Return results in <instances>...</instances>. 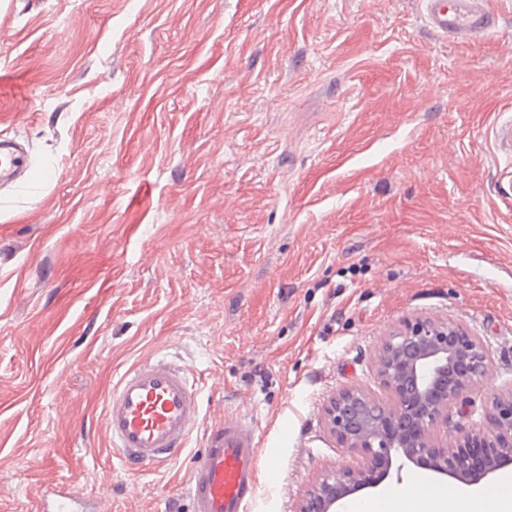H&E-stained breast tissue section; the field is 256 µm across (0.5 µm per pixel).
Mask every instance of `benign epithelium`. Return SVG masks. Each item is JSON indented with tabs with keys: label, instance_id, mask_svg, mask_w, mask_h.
Segmentation results:
<instances>
[{
	"label": "benign epithelium",
	"instance_id": "benign-epithelium-1",
	"mask_svg": "<svg viewBox=\"0 0 512 512\" xmlns=\"http://www.w3.org/2000/svg\"><path fill=\"white\" fill-rule=\"evenodd\" d=\"M490 355L479 337L450 318L406 321L381 341L375 357L392 402L359 388L330 398L328 430L361 455L356 469L338 468L318 476L299 512H341L350 496L378 486L391 470L411 463L439 476L474 485L512 464V388L493 395L482 426L439 435L452 411H461L468 390L487 377Z\"/></svg>",
	"mask_w": 512,
	"mask_h": 512
}]
</instances>
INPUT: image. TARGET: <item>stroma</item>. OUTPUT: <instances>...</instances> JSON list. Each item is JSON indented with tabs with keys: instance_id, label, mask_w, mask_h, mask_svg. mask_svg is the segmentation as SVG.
Returning <instances> with one entry per match:
<instances>
[{
	"instance_id": "obj_1",
	"label": "stroma",
	"mask_w": 512,
	"mask_h": 512,
	"mask_svg": "<svg viewBox=\"0 0 512 512\" xmlns=\"http://www.w3.org/2000/svg\"><path fill=\"white\" fill-rule=\"evenodd\" d=\"M479 40L417 0H0V132L35 191L0 197V512L69 483L95 512H189L201 435L125 471L102 422L119 376L191 370L203 418L260 440L250 512H296L360 463L324 410L404 319L448 317L512 386V0ZM32 96V107L14 101ZM495 148L501 152V158L508 166L512 165V116L502 119L495 127Z\"/></svg>"
}]
</instances>
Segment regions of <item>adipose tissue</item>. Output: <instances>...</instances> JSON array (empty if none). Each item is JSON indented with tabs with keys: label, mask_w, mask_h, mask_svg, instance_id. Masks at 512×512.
Returning a JSON list of instances; mask_svg holds the SVG:
<instances>
[{
	"label": "adipose tissue",
	"mask_w": 512,
	"mask_h": 512,
	"mask_svg": "<svg viewBox=\"0 0 512 512\" xmlns=\"http://www.w3.org/2000/svg\"><path fill=\"white\" fill-rule=\"evenodd\" d=\"M421 492L388 489L375 498L357 503L358 512H446L455 504L456 512H512V475L502 476L498 483L479 492H462L438 487L417 478Z\"/></svg>",
	"instance_id": "1"
}]
</instances>
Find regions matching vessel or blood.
Listing matches in <instances>:
<instances>
[{"label":"vessel or blood","instance_id":"obj_1","mask_svg":"<svg viewBox=\"0 0 512 512\" xmlns=\"http://www.w3.org/2000/svg\"><path fill=\"white\" fill-rule=\"evenodd\" d=\"M429 28L445 37L474 39L490 32L496 14L488 0H419ZM495 148L512 165V116L495 127ZM33 164L22 139L0 135V189L30 183ZM104 427L114 455L130 470L163 468L202 432L205 448L186 487L192 512H247L256 491L260 441L252 419L225 412L208 425L186 367L163 356L126 370L106 397ZM38 512H86L69 485L40 492Z\"/></svg>","mask_w":512,"mask_h":512}]
</instances>
